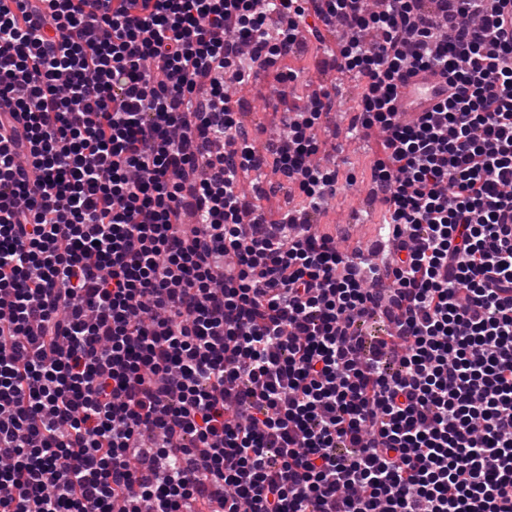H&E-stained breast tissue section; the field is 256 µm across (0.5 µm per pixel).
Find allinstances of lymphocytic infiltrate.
<instances>
[{
	"label": "lymphocytic infiltrate",
	"mask_w": 512,
	"mask_h": 512,
	"mask_svg": "<svg viewBox=\"0 0 512 512\" xmlns=\"http://www.w3.org/2000/svg\"><path fill=\"white\" fill-rule=\"evenodd\" d=\"M315 18L347 35L352 131L384 139L377 259L238 191H337L318 95L259 156L228 93ZM504 24L496 0H0V512H512ZM411 70L451 92L406 122Z\"/></svg>",
	"instance_id": "1"
}]
</instances>
